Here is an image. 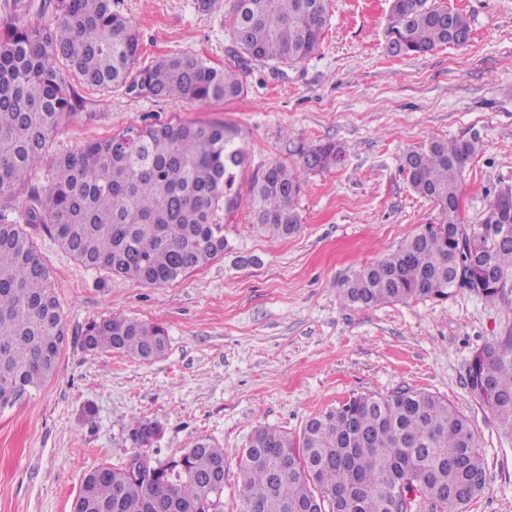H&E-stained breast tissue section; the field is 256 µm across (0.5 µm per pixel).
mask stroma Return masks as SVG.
<instances>
[{"mask_svg": "<svg viewBox=\"0 0 512 512\" xmlns=\"http://www.w3.org/2000/svg\"><path fill=\"white\" fill-rule=\"evenodd\" d=\"M436 2L467 15L469 43L393 57L391 0H330L320 52L280 71L252 66L244 95L230 102L132 98L72 77L83 104L59 125L49 156L131 126L221 122L241 131L247 157L238 203L224 212L223 258L159 287L75 260L44 225L27 223V189L0 200V216L24 225L52 272L68 337L53 378L0 413V512H72L88 471L138 451V420L161 426L155 445L165 457L200 438L220 445L221 508L240 512L238 457L255 428L296 435L349 397L406 387L448 398L469 419L488 481L470 512H512V427L466 384L474 353L511 332L512 315L467 290L368 308L339 295L344 278L438 213L400 170L408 149L435 136L480 139L461 184L469 223L488 194L512 184V0ZM116 7L138 26L141 64L172 52L218 67L233 61L230 0L213 13L194 0ZM298 141L341 143L345 157L305 175L301 229L274 238L250 219L249 182L271 161L291 162ZM115 312L165 327L166 353L140 361L83 349L84 327Z\"/></svg>", "mask_w": 512, "mask_h": 512, "instance_id": "1", "label": "stroma"}]
</instances>
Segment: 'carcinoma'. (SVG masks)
Masks as SVG:
<instances>
[{
  "instance_id": "1",
  "label": "carcinoma",
  "mask_w": 512,
  "mask_h": 512,
  "mask_svg": "<svg viewBox=\"0 0 512 512\" xmlns=\"http://www.w3.org/2000/svg\"><path fill=\"white\" fill-rule=\"evenodd\" d=\"M330 19L328 0H232L228 11L234 64L217 68L168 55L135 69L140 33L114 0H55L52 19L0 27V199L28 183L49 161L55 177L33 189L26 223L42 224L80 263L142 284L165 285L228 249L221 212L246 158L238 132L221 122L131 128L47 157L60 122L76 109L69 73L138 98L232 101L244 94L239 71L273 70L316 55ZM471 30L466 14L428 3L392 0L387 50L422 55L456 45ZM477 139L432 137L403 157L418 195L438 221L420 227L380 260L340 284L348 306L444 300L457 276L491 304L512 311V185L495 190L480 223L464 222L460 187ZM297 160L257 171L247 207L254 222L288 237L299 232L296 203L303 174L343 161L332 141L293 144ZM63 316L51 272L19 224L0 221V412L56 372ZM88 351L139 360L165 354L164 327L114 313L89 322L79 338ZM470 393L512 426V335L479 350L468 369ZM161 433L135 422L141 447ZM148 482L128 464L100 465L84 477L73 512H221L224 449L206 439L178 456L154 459ZM241 512H468L487 489L485 463L469 419L425 390L357 395L309 419L297 438L270 426L250 435L238 461Z\"/></svg>"
}]
</instances>
